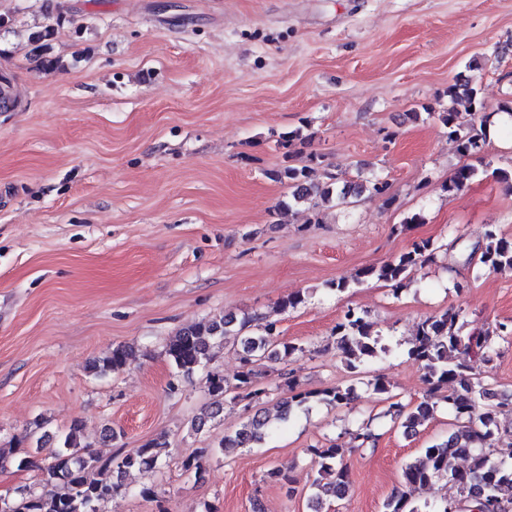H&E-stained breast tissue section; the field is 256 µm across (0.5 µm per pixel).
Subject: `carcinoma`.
I'll use <instances>...</instances> for the list:
<instances>
[{
  "instance_id": "obj_1",
  "label": "carcinoma",
  "mask_w": 512,
  "mask_h": 512,
  "mask_svg": "<svg viewBox=\"0 0 512 512\" xmlns=\"http://www.w3.org/2000/svg\"><path fill=\"white\" fill-rule=\"evenodd\" d=\"M466 96L468 111L484 112L487 105L476 88L466 83L448 86V100L455 102L459 95ZM16 106L11 79L0 75V112H9ZM437 116L448 128V136L457 144L464 156L481 152L487 141L488 117H482L480 125L464 127L458 123V112L450 107ZM312 168L304 164L288 166L275 173V178L288 184V193L295 202H301L315 194L329 202L348 204L353 196L368 193L380 196L385 193L387 182L378 176L340 188L319 187L311 180ZM475 168L464 165L457 169L445 189L449 192L464 188L474 177ZM433 242L423 240L413 244L411 250L386 261L379 266L363 270L362 276L391 282L399 291L411 280L412 275L425 264L435 260ZM480 269L488 272L512 271V242L490 229L480 246ZM464 322L462 309H445L426 317L418 327L408 355L423 371L427 385L426 397L411 406L399 400L389 404L388 412L401 420V427L413 432L434 417L439 402L444 401L454 415L455 431L444 440L424 449L421 456L405 464L403 482L408 486H426L437 480H445L455 489V494L438 504L412 503L402 493L395 492L384 502V512H512V461L493 456L492 441L499 433L498 415L512 412V393L499 395L489 388V383L475 376L471 368L462 362L471 353L483 363L489 364L497 356L492 335L505 338L512 335V321L501 322L495 333L473 332L461 334ZM336 346L341 351L346 366L355 370L358 365L377 357L382 347L372 335L371 325L355 309H348L336 325ZM241 345L242 370L235 383L230 384L220 373H207L208 394L212 399L211 416L223 409L224 398L251 402L268 394V389L256 383L258 367L267 363H288L303 348L281 341L274 324L263 320L256 313L240 317L229 316L196 324L182 329L170 337L164 354L178 376H190L207 368L210 362L211 341ZM129 352L124 346L108 350L94 364L97 375L122 370L128 362ZM277 388H285L288 397L281 402L277 416L272 417L260 409L248 417L232 436L224 437L219 445L221 452L230 448H251L264 441L280 423L288 420L292 409L305 404L311 393L299 392L288 373H279ZM449 387L448 394L441 389ZM328 404L347 405L351 401V389L332 387L319 393ZM82 424L75 421L59 447L51 453L50 462L41 467L43 490L28 494L13 504L0 506V512H98V504L112 498L120 485L112 481L113 469L138 468L152 470L161 464L168 442L159 436L135 452L125 455L120 462L103 460L92 451L80 446L78 438ZM311 463L316 471L310 485L311 499L318 505L331 504L343 499L349 492V469L342 449L332 444L326 448H311ZM214 454L210 448H200L193 457L183 461L187 471H200L203 461ZM464 457L469 465L461 467L457 460Z\"/></svg>"
}]
</instances>
